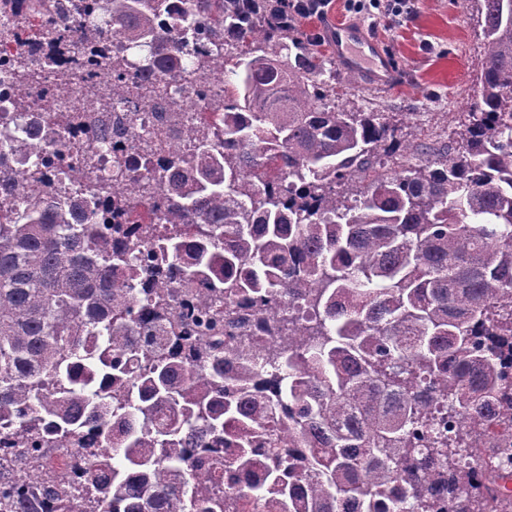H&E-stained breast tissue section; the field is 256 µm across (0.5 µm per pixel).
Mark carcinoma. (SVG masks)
<instances>
[{
    "mask_svg": "<svg viewBox=\"0 0 512 512\" xmlns=\"http://www.w3.org/2000/svg\"><path fill=\"white\" fill-rule=\"evenodd\" d=\"M0 0V41L15 48L9 151L37 156L0 187L24 198L0 209V416L15 417L27 446L18 482L0 488V512H80L69 468L40 453L96 433L82 495L108 512H429L451 494L458 512H496L500 481L488 466L512 429L500 361L477 330L512 335V0H481L480 94L434 159L418 161L417 133L387 112L326 106L333 84L286 0H95L103 24L81 39L127 44L115 56L111 103L133 110L126 84L183 72L224 83V99L194 89L201 125L159 96L153 136L139 154L113 151L111 171L154 183V197L117 203L143 226L157 265L181 267L199 317L175 315L165 286L140 296L153 266L109 247L93 186L43 189L64 146L67 113L42 93L27 136L31 94L25 44L61 38L55 0ZM99 89L83 121L96 123ZM401 153L398 170L379 169ZM258 304L277 336L268 393L251 321ZM153 309L158 335L131 339ZM239 327L224 339L223 320ZM445 400L487 468L485 505L472 468L448 440L419 447L414 428Z\"/></svg>",
    "mask_w": 512,
    "mask_h": 512,
    "instance_id": "carcinoma-1",
    "label": "carcinoma"
}]
</instances>
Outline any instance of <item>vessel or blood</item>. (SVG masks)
I'll return each mask as SVG.
<instances>
[{
    "instance_id": "obj_1",
    "label": "vessel or blood",
    "mask_w": 512,
    "mask_h": 512,
    "mask_svg": "<svg viewBox=\"0 0 512 512\" xmlns=\"http://www.w3.org/2000/svg\"><path fill=\"white\" fill-rule=\"evenodd\" d=\"M320 32L337 66L365 86L389 91L405 81V74L378 33L343 20L321 26Z\"/></svg>"
}]
</instances>
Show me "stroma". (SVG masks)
I'll use <instances>...</instances> for the list:
<instances>
[{
    "label": "stroma",
    "instance_id": "1",
    "mask_svg": "<svg viewBox=\"0 0 512 512\" xmlns=\"http://www.w3.org/2000/svg\"><path fill=\"white\" fill-rule=\"evenodd\" d=\"M478 8L477 0H421L412 22L381 23L377 31L407 70L406 83L379 91L340 81L330 105L348 112H404L420 126L423 142L446 143L450 121L470 111L477 99L484 40Z\"/></svg>",
    "mask_w": 512,
    "mask_h": 512
}]
</instances>
